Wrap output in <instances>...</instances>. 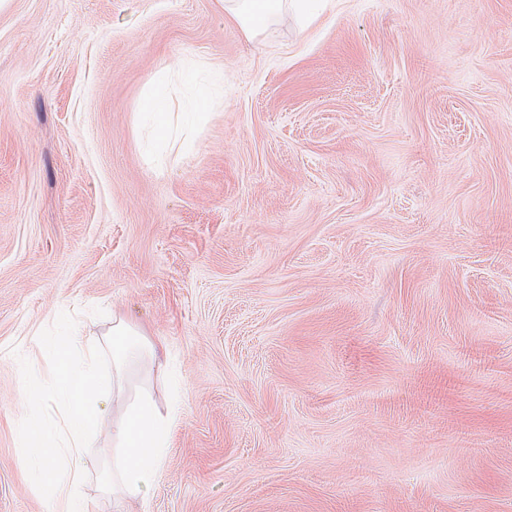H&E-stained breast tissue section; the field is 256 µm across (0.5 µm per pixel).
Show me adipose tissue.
Returning a JSON list of instances; mask_svg holds the SVG:
<instances>
[{
  "mask_svg": "<svg viewBox=\"0 0 512 512\" xmlns=\"http://www.w3.org/2000/svg\"><path fill=\"white\" fill-rule=\"evenodd\" d=\"M312 0H224L225 18L237 22L248 35L262 33L282 14L306 15ZM42 357L52 361L50 393L59 417L36 418L28 427L21 475L37 472L58 503V512H87L80 488L90 472L86 450L98 432L112 442V463L98 468L103 491L115 508L144 497L164 466L172 431L173 413L161 412L153 387L135 400L124 397L129 369L137 363L160 366V348L121 318H113L110 335L94 343L79 324H70L60 336L43 337L37 344ZM111 359L112 403L104 405L100 368Z\"/></svg>",
  "mask_w": 512,
  "mask_h": 512,
  "instance_id": "adipose-tissue-1",
  "label": "adipose tissue"
}]
</instances>
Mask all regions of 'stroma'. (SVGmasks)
Returning a JSON list of instances; mask_svg holds the SVG:
<instances>
[{"label":"stroma","mask_w":512,"mask_h":512,"mask_svg":"<svg viewBox=\"0 0 512 512\" xmlns=\"http://www.w3.org/2000/svg\"><path fill=\"white\" fill-rule=\"evenodd\" d=\"M195 59L194 146L140 106ZM164 343L179 424L136 512H512V0L0 11V512L42 336ZM316 0H225V18L237 22L250 36L262 33L282 14L306 15Z\"/></svg>","instance_id":"35a3bbf8"}]
</instances>
